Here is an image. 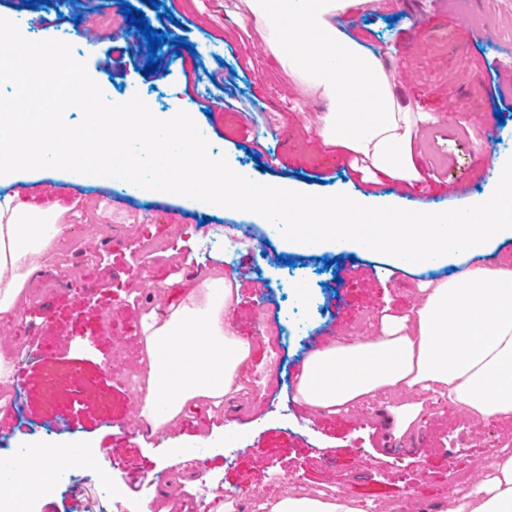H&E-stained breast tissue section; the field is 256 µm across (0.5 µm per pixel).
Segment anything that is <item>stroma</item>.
<instances>
[{"label": "stroma", "mask_w": 512, "mask_h": 512, "mask_svg": "<svg viewBox=\"0 0 512 512\" xmlns=\"http://www.w3.org/2000/svg\"><path fill=\"white\" fill-rule=\"evenodd\" d=\"M129 2L152 28L187 42L182 50L164 44L159 69L149 76L142 72L147 42L126 38L130 19L119 0H75L62 25L55 8L0 0V17L29 38H71L105 97L136 90L157 112L196 106L198 93L186 88L184 73L197 70L210 95L222 101L214 112L197 115L210 154L258 180L400 205L422 197L427 206L452 209L491 194L498 183L497 168L481 166L478 151L512 157V92H494L506 84L499 66L512 47V0H362L348 8L343 32L380 56L396 101L424 115L415 139L419 177L411 182L359 171L355 154L324 144L320 127L328 100L277 60L248 0H174L175 24L159 16L151 0ZM86 15L109 20L88 43L70 23ZM417 15L428 17L429 30L414 29ZM495 112L503 122L484 123ZM283 125L289 130L284 153L274 135ZM256 139L268 156H251ZM44 184L68 209L71 239L85 247L67 265L52 260L34 273L32 301L14 326L0 325V336L19 340L46 332L59 344L57 356L24 376L23 411L31 430L21 431L13 421L4 434L59 447L79 444L85 453L98 454L99 464L83 480L36 497L34 512H112L116 497L134 512H160L169 496L180 512H195L202 482L213 481L218 497L253 489L273 495L278 474L291 475L298 491L314 495L380 508L399 502L403 512H412L417 501L429 512H444L453 472L468 470L479 480L485 458L512 453L511 419L482 421L445 400L425 403L409 431L397 437L390 398L314 415L294 399L310 353L374 335L383 315L410 313L424 283L451 277L455 269L512 263L511 238L473 256L450 255L430 268L406 267L377 252L292 250L283 237L264 234L262 223L239 212L174 194L125 192L95 176L30 173L0 183V194L16 192L34 202L37 186ZM205 218L249 224L246 271L226 269L223 246L207 247L199 231ZM200 264L237 281L238 297L224 320L253 351L241 372L239 396L212 412L182 416L170 432L179 441L173 449L133 428L139 403L121 374L137 366L141 321L149 310L137 274L173 280L164 294L170 300L196 284ZM287 316L301 322L302 330L265 334L264 321ZM80 388L87 402L75 401ZM197 457L207 460V470L195 467ZM163 470L174 473V485L158 482Z\"/></svg>", "instance_id": "stroma-1"}]
</instances>
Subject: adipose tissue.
<instances>
[{
    "mask_svg": "<svg viewBox=\"0 0 512 512\" xmlns=\"http://www.w3.org/2000/svg\"><path fill=\"white\" fill-rule=\"evenodd\" d=\"M358 0H252L269 46L330 102L321 136L367 168L397 181L416 179L415 115L400 109L378 56L328 20ZM58 204L19 194L0 197V320H17L35 270L47 264L71 227ZM237 291L222 273L194 286L162 314L142 322L149 381L141 414L164 433L199 404L220 407L241 389L249 341L224 326ZM412 315L383 316L377 336L313 352L295 397L316 412L346 411L384 392L429 391L481 419L512 418V268L476 266L429 283ZM269 512H365L355 499L278 496ZM449 512H512V455L490 469Z\"/></svg>",
    "mask_w": 512,
    "mask_h": 512,
    "instance_id": "1",
    "label": "adipose tissue"
}]
</instances>
